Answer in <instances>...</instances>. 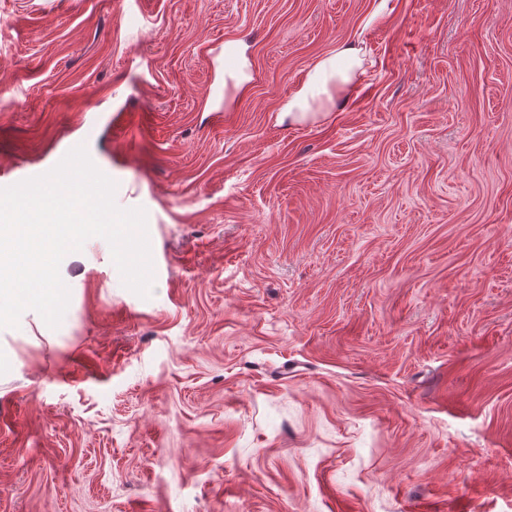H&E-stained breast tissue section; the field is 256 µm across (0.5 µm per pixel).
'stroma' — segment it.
Listing matches in <instances>:
<instances>
[{
  "label": "stroma",
  "mask_w": 512,
  "mask_h": 512,
  "mask_svg": "<svg viewBox=\"0 0 512 512\" xmlns=\"http://www.w3.org/2000/svg\"><path fill=\"white\" fill-rule=\"evenodd\" d=\"M377 5L0 0V187L85 146L153 262L0 328V512H512V0ZM224 59L228 64V68L224 69L225 83V75H228L234 82L235 87L239 89L251 80V75L248 73L247 58L236 41L224 43ZM365 55L366 50L358 43L344 42L319 57L281 102L278 121L304 123L316 117L324 104L346 102L363 73Z\"/></svg>",
  "instance_id": "stroma-1"
}]
</instances>
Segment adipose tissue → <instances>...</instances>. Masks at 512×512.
I'll return each mask as SVG.
<instances>
[{"mask_svg":"<svg viewBox=\"0 0 512 512\" xmlns=\"http://www.w3.org/2000/svg\"><path fill=\"white\" fill-rule=\"evenodd\" d=\"M365 55L358 43L344 42L319 57L283 99L279 120L300 124L316 117L324 104L346 102L363 71Z\"/></svg>","mask_w":512,"mask_h":512,"instance_id":"ef3b65f1","label":"adipose tissue"}]
</instances>
